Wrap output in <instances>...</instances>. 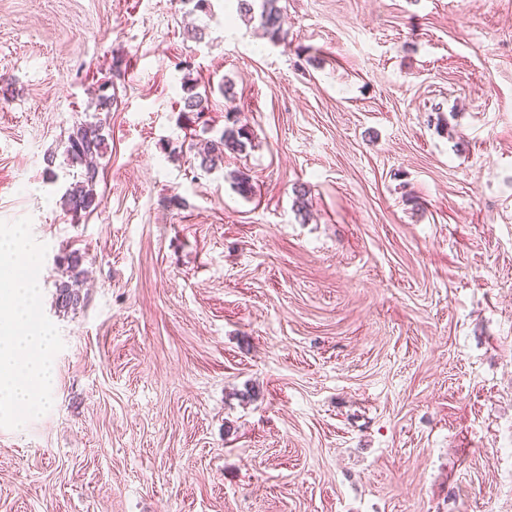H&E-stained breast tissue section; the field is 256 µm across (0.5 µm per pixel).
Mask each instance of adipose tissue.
Here are the masks:
<instances>
[{
	"label": "adipose tissue",
	"instance_id": "obj_1",
	"mask_svg": "<svg viewBox=\"0 0 512 512\" xmlns=\"http://www.w3.org/2000/svg\"><path fill=\"white\" fill-rule=\"evenodd\" d=\"M38 263L21 235L0 239V415L14 419L41 410L53 380L54 340L32 323L41 300L31 275Z\"/></svg>",
	"mask_w": 512,
	"mask_h": 512
}]
</instances>
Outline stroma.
<instances>
[{"mask_svg":"<svg viewBox=\"0 0 512 512\" xmlns=\"http://www.w3.org/2000/svg\"><path fill=\"white\" fill-rule=\"evenodd\" d=\"M279 6L275 43L236 0H0V239L55 342L44 408L0 421V512H512V0ZM230 112L246 152L190 169ZM182 89L185 94L183 96L184 112L191 113L196 120L201 119L208 111V92L205 90L203 95L197 91L198 83L189 77H183ZM101 124L79 123L68 136L69 162L82 167L79 177L70 183L61 197L62 204L75 217L91 215L100 204L96 186L99 170L97 160L105 153V137ZM83 256L77 251H72L63 259V265L66 264V271L70 273L68 280H60L57 285L56 304L59 309L64 311L68 309H76L83 299L81 295L74 288V283L77 282L78 277L81 275V265Z\"/></svg>","mask_w":512,"mask_h":512,"instance_id":"35a3bbf8","label":"stroma"}]
</instances>
